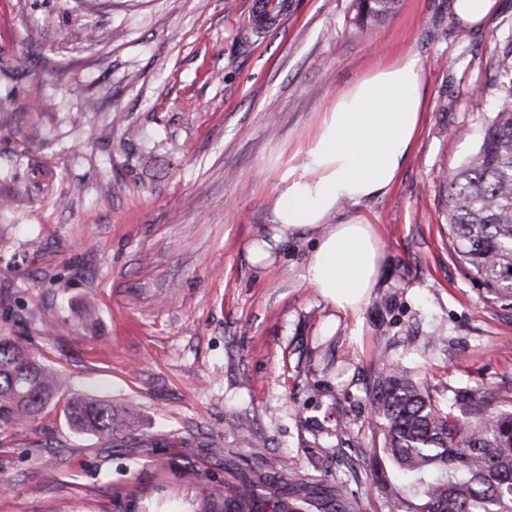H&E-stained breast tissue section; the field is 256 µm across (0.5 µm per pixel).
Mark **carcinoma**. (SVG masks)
Here are the masks:
<instances>
[{
  "instance_id": "obj_1",
  "label": "carcinoma",
  "mask_w": 512,
  "mask_h": 512,
  "mask_svg": "<svg viewBox=\"0 0 512 512\" xmlns=\"http://www.w3.org/2000/svg\"><path fill=\"white\" fill-rule=\"evenodd\" d=\"M399 0H353L350 23L363 32L397 10ZM501 107L484 130L477 150L445 179L448 232L455 253L471 277L498 299L512 300V41L496 65ZM62 385L28 349L0 337V425L32 420L54 401ZM371 404L380 419L382 447L391 468L373 474L376 498L385 512H512V411L497 409L486 392L457 396L453 414L431 396L426 383L403 369L380 371ZM64 416L68 430L111 440L140 434L137 414L119 411L109 400L74 394ZM249 473L238 483L209 489L200 512H264L260 495L266 475L253 452ZM285 489L300 494L273 502L271 512H352L340 486L342 508L307 488L300 471L280 464Z\"/></svg>"
}]
</instances>
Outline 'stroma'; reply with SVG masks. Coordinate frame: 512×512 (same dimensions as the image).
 I'll use <instances>...</instances> for the list:
<instances>
[{
	"label": "stroma",
	"instance_id": "obj_1",
	"mask_svg": "<svg viewBox=\"0 0 512 512\" xmlns=\"http://www.w3.org/2000/svg\"><path fill=\"white\" fill-rule=\"evenodd\" d=\"M450 2L400 0L362 38L352 0H0V336L157 440L72 434L55 401L0 429V512H194L193 470L231 482L248 454L242 415L266 494L289 460L335 496L347 457L381 445L388 366L444 407L512 408V302L459 263L441 178L500 105L512 0L464 40ZM406 55L426 88L414 149L387 194L331 217L361 215L382 248L345 311L305 279L319 231L273 239L281 176L339 92Z\"/></svg>",
	"mask_w": 512,
	"mask_h": 512
}]
</instances>
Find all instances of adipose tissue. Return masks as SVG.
<instances>
[{
	"label": "adipose tissue",
	"mask_w": 512,
	"mask_h": 512,
	"mask_svg": "<svg viewBox=\"0 0 512 512\" xmlns=\"http://www.w3.org/2000/svg\"><path fill=\"white\" fill-rule=\"evenodd\" d=\"M425 94L416 58L383 67L339 93L305 150V170H288L279 198V236L324 227L306 277L321 296L355 311L374 287L379 240L363 217L325 218L345 203L389 191L408 157Z\"/></svg>",
	"instance_id": "1"
}]
</instances>
